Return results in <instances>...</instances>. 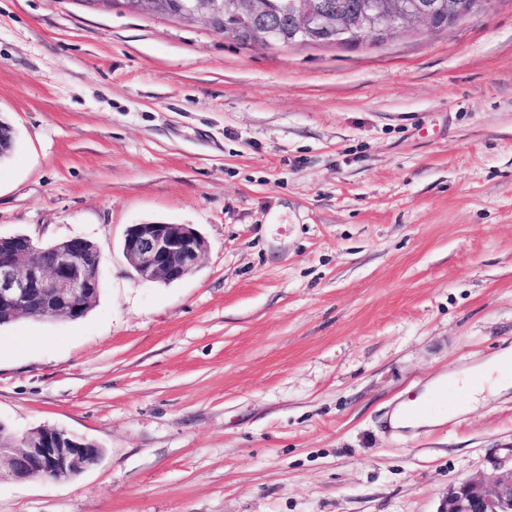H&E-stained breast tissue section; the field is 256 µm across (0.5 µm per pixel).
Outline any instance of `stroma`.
<instances>
[{
  "instance_id": "35a3bbf8",
  "label": "stroma",
  "mask_w": 512,
  "mask_h": 512,
  "mask_svg": "<svg viewBox=\"0 0 512 512\" xmlns=\"http://www.w3.org/2000/svg\"><path fill=\"white\" fill-rule=\"evenodd\" d=\"M0 120V236L88 239L101 280L0 329V422L102 450L0 512H437L512 468V392L389 424L512 350V0L357 49L0 0ZM149 222L201 234L192 273L137 276Z\"/></svg>"
}]
</instances>
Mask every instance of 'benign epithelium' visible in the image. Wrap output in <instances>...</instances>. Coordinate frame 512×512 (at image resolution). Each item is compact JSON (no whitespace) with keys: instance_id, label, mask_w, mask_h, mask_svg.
<instances>
[{"instance_id":"7a95c632","label":"benign epithelium","mask_w":512,"mask_h":512,"mask_svg":"<svg viewBox=\"0 0 512 512\" xmlns=\"http://www.w3.org/2000/svg\"><path fill=\"white\" fill-rule=\"evenodd\" d=\"M418 27L435 29L433 15L388 7L347 30L336 14L311 11L300 17L295 43H307L316 33L371 43ZM204 250L203 237L187 224H132L123 239L127 259L148 281L182 279L196 268ZM99 265L97 248L81 237L48 248L24 234L0 237V317L12 321L34 311L49 319L83 317L99 292ZM100 455L96 444L56 427H42L19 441L0 434V459L8 460V476L16 481L39 475L50 481L67 479L96 464ZM439 512H512V470L501 473L490 487L474 477L458 482Z\"/></svg>"}]
</instances>
